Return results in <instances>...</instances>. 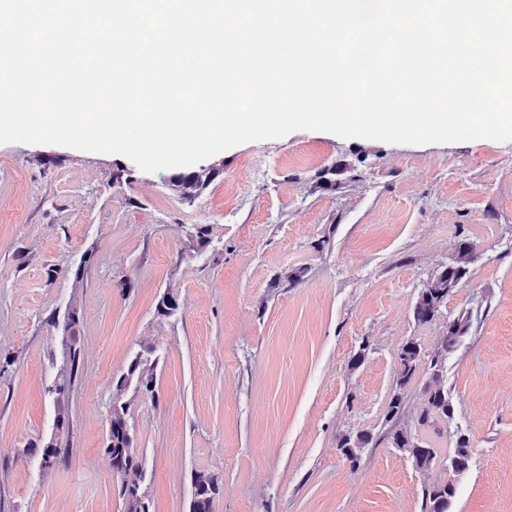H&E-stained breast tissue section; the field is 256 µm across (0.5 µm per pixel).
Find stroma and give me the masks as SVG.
Returning a JSON list of instances; mask_svg holds the SVG:
<instances>
[{"label":"stroma","instance_id":"obj_1","mask_svg":"<svg viewBox=\"0 0 512 512\" xmlns=\"http://www.w3.org/2000/svg\"><path fill=\"white\" fill-rule=\"evenodd\" d=\"M209 162L219 175L188 203L168 169L0 144V512H125L104 447L113 387L138 355L155 364L154 395L127 413L150 512H190L200 472L219 484L212 512H423L435 476L392 447L386 407L403 343L431 355L464 310L442 377L453 419L419 428L425 367L399 425L445 455L469 436L451 512H512V141L297 130ZM332 165L336 188H319ZM464 239L477 261L415 322L419 290ZM169 292L179 307L164 316ZM360 432L372 442L353 463L338 440ZM54 436L66 461L41 469Z\"/></svg>","mask_w":512,"mask_h":512}]
</instances>
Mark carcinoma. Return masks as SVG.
Returning <instances> with one entry per match:
<instances>
[{
  "instance_id": "1",
  "label": "carcinoma",
  "mask_w": 512,
  "mask_h": 512,
  "mask_svg": "<svg viewBox=\"0 0 512 512\" xmlns=\"http://www.w3.org/2000/svg\"><path fill=\"white\" fill-rule=\"evenodd\" d=\"M217 174L218 171L211 167H200L173 175L171 185L181 199L192 203L200 197ZM476 259L477 254L470 242L464 240L458 244L452 263L433 275L419 291L413 310L416 322L428 323L437 316L440 307L448 299V294L465 278L469 266ZM78 324L79 320L76 318L66 323L67 335L63 337L65 346L70 349L73 365L78 362L80 353ZM469 328V317L463 313L451 320L448 332L442 336L431 355L432 383L426 387L427 400L418 416V426L430 427L439 422H446L454 415V406L448 391L441 385L440 378L448 355L456 351ZM422 358L423 350L418 341L413 338L407 339L398 355L397 380L387 407L386 422L394 423L399 418L404 408L405 390L420 371ZM150 378H154L153 367L137 356L129 364L127 372L118 379L112 396V416L104 451L112 460V468L124 465L125 472L131 473L134 477L128 494L123 498L125 512H150V503L137 482L142 460L135 451L131 434L123 430V419L130 404V401L126 400L127 392L131 389L137 390L139 383ZM390 438L392 446L405 455L415 469L428 472L438 468L444 471V478L424 488L423 503L425 512H449L457 496L459 479L470 468L472 448L469 437L464 434L457 435L453 454L449 457L441 455L431 444L403 429L390 431ZM371 440L372 437L367 432L354 436L344 435L339 439L338 448L354 463ZM194 489L192 512H212L213 499L219 492L214 478L205 474L197 475Z\"/></svg>"
}]
</instances>
